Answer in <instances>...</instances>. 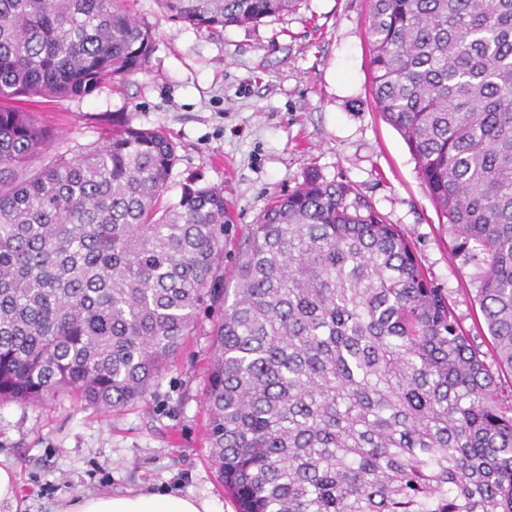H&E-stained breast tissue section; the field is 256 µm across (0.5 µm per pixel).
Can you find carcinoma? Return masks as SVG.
Wrapping results in <instances>:
<instances>
[{"mask_svg":"<svg viewBox=\"0 0 512 512\" xmlns=\"http://www.w3.org/2000/svg\"><path fill=\"white\" fill-rule=\"evenodd\" d=\"M198 30L302 0H159ZM133 0H0V401L145 398L217 313L208 439L237 512H512V403L404 233L309 172L250 226L224 287V189L127 123L35 165L55 139L21 98H80L146 68ZM372 97L480 269L512 369V0H373Z\"/></svg>","mask_w":512,"mask_h":512,"instance_id":"obj_1","label":"carcinoma"}]
</instances>
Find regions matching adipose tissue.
Wrapping results in <instances>:
<instances>
[{"mask_svg": "<svg viewBox=\"0 0 512 512\" xmlns=\"http://www.w3.org/2000/svg\"><path fill=\"white\" fill-rule=\"evenodd\" d=\"M57 512H212L207 500L173 493L91 494Z\"/></svg>", "mask_w": 512, "mask_h": 512, "instance_id": "ef3b65f1", "label": "adipose tissue"}]
</instances>
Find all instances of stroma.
Listing matches in <instances>:
<instances>
[{
    "instance_id": "1",
    "label": "stroma",
    "mask_w": 512,
    "mask_h": 512,
    "mask_svg": "<svg viewBox=\"0 0 512 512\" xmlns=\"http://www.w3.org/2000/svg\"><path fill=\"white\" fill-rule=\"evenodd\" d=\"M371 0H303L296 12L208 33L137 0L156 32L146 70L104 81L83 98L20 101L58 133L51 153L75 154L112 127L163 131L178 156L166 200L187 176L221 186L232 222L224 235V278L237 247L273 198L308 171L348 181L413 243L464 329L484 321L477 269L440 223L417 164L370 95L366 29ZM210 313L143 400L106 411L64 393L41 405L0 403V465L17 476L0 512H54L86 494L171 491L236 512L210 456L207 372L214 356Z\"/></svg>"
}]
</instances>
